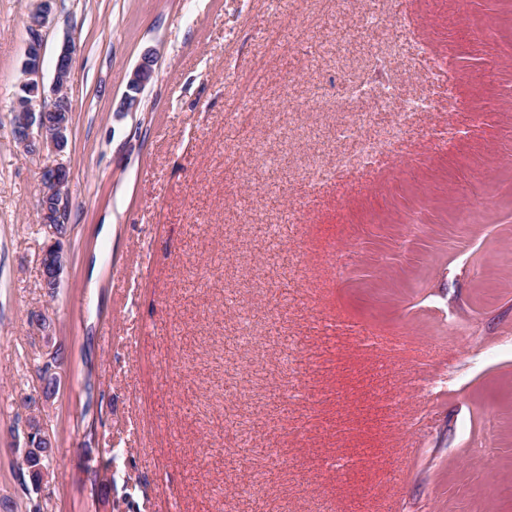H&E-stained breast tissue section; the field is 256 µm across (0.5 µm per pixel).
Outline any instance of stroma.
<instances>
[{"instance_id":"obj_1","label":"stroma","mask_w":512,"mask_h":512,"mask_svg":"<svg viewBox=\"0 0 512 512\" xmlns=\"http://www.w3.org/2000/svg\"><path fill=\"white\" fill-rule=\"evenodd\" d=\"M35 2L0 0V512H241V468L272 466L278 481L255 489L276 512H512V0H382L400 29L349 51L336 39L369 0H56L43 81L70 39L72 130L64 153L27 157L10 102ZM392 40L401 93L436 109L372 165L337 168L355 148L338 129L375 104L337 99L336 81ZM148 49L154 77L121 111ZM49 163L70 171L51 297L37 222ZM256 224L282 226L290 288L236 347L240 313L274 287ZM340 317L403 338L400 358L361 354ZM51 344L54 475L38 495L16 413ZM283 374L296 397L275 410ZM229 412L274 443L226 451ZM341 448L368 466L326 469Z\"/></svg>"}]
</instances>
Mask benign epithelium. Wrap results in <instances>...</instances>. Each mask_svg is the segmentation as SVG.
<instances>
[{
    "label": "benign epithelium",
    "mask_w": 512,
    "mask_h": 512,
    "mask_svg": "<svg viewBox=\"0 0 512 512\" xmlns=\"http://www.w3.org/2000/svg\"><path fill=\"white\" fill-rule=\"evenodd\" d=\"M53 0H37L28 21L29 38L21 68L19 87L28 86L27 96L14 95L10 111L13 112L12 133L20 151L26 155H40L45 151L60 154L65 151L72 127L73 103L68 88L76 47L66 39L59 47L54 77L50 89L42 80L43 28L50 19ZM156 57L152 50L145 51L128 80L129 93L123 107H136V94L154 77ZM42 194L38 203V223L49 232V242L40 258L42 284L47 294L56 292L66 262L63 239L68 230L64 224L65 201L68 194L69 173L61 164H47L41 170ZM60 349L48 351L35 375L33 391L18 401L23 409V446L21 459L28 460L26 472L33 487L40 490L51 479L45 458L51 448V439L41 422L40 413L57 389L56 368L60 364Z\"/></svg>",
    "instance_id": "7a95c632"
}]
</instances>
